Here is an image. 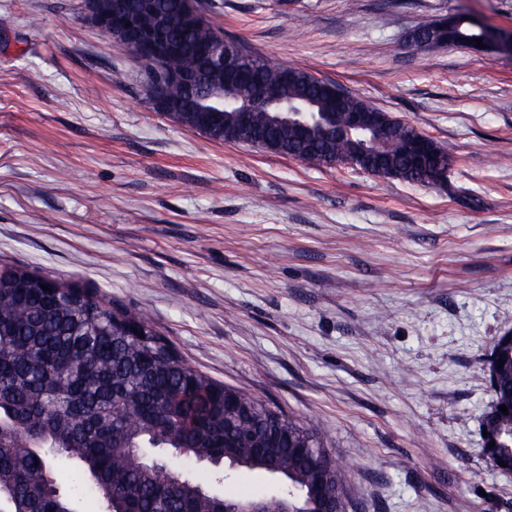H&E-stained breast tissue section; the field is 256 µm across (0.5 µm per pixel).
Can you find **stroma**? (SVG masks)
Listing matches in <instances>:
<instances>
[{"mask_svg":"<svg viewBox=\"0 0 512 512\" xmlns=\"http://www.w3.org/2000/svg\"><path fill=\"white\" fill-rule=\"evenodd\" d=\"M225 40L444 145L443 185L214 142L152 109L81 0H0V268L89 289L321 432L347 512H512L482 421L512 329V57L414 43L512 0H203Z\"/></svg>","mask_w":512,"mask_h":512,"instance_id":"stroma-1","label":"stroma"}]
</instances>
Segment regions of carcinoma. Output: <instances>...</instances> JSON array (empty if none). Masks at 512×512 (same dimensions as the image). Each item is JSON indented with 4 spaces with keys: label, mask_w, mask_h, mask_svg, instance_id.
<instances>
[{
    "label": "carcinoma",
    "mask_w": 512,
    "mask_h": 512,
    "mask_svg": "<svg viewBox=\"0 0 512 512\" xmlns=\"http://www.w3.org/2000/svg\"><path fill=\"white\" fill-rule=\"evenodd\" d=\"M182 0H155L137 15L144 29L177 18ZM216 27L177 22L175 51L166 68L206 81L202 49ZM261 86L280 99L316 98L325 111L334 100L310 72L248 58L236 65L230 91L251 95ZM164 95L182 111L167 114L178 125L215 142L238 132V142L313 165L356 159V168L378 165L402 170L401 180L431 185L430 176L405 151L407 122L387 131L305 139L294 123L276 124L259 105L241 127L223 112L221 129L198 124L191 92L170 83ZM346 112H378L364 99L346 95ZM50 290L40 288V285ZM494 406H512V343L492 350ZM504 367H498V360ZM497 463L512 462V412L486 415ZM168 449L182 460L175 485L147 459L146 449ZM64 461L77 477L64 492L53 463ZM197 462L213 479L246 468L277 481L276 497H260L268 512H319L309 492L325 475L329 497L346 490L350 463L329 448L324 436L269 402L216 382L191 368L152 327L148 316L112 309L76 286L20 267L0 270V512H65L78 497L104 512H221L222 498L189 468Z\"/></svg>",
    "instance_id": "carcinoma-1"
}]
</instances>
